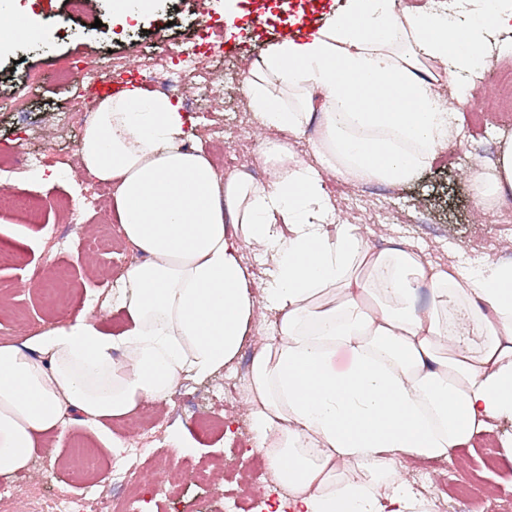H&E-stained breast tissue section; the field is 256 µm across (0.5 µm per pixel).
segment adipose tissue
I'll use <instances>...</instances> for the list:
<instances>
[{
  "label": "adipose tissue",
  "instance_id": "ef3b65f1",
  "mask_svg": "<svg viewBox=\"0 0 512 512\" xmlns=\"http://www.w3.org/2000/svg\"><path fill=\"white\" fill-rule=\"evenodd\" d=\"M457 3L451 15L346 0L316 32L251 63L248 107L281 135L261 151L263 181L219 177L203 144L185 148L193 121L168 97L132 85L100 100L79 154L113 185L120 231L143 260L104 303L124 316L119 335L84 313L0 343L1 479L72 408L118 447L113 421L165 400L182 375L232 362L258 306L272 321L247 388L253 431L294 512H408L407 495L384 502L372 490L396 457L448 458L512 419V262L467 268L422 248H373L292 149L317 108L316 163L346 182L400 185L436 161L462 115L432 92L425 60L464 103L488 50L512 56V41L491 43L512 24V0Z\"/></svg>",
  "mask_w": 512,
  "mask_h": 512
}]
</instances>
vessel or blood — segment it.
<instances>
[{"mask_svg": "<svg viewBox=\"0 0 512 512\" xmlns=\"http://www.w3.org/2000/svg\"><path fill=\"white\" fill-rule=\"evenodd\" d=\"M337 2L338 0H279L277 7L281 20L273 24L266 16L264 0H258L250 13L251 26L257 30L274 26L280 38L289 39L301 32H313L322 27Z\"/></svg>", "mask_w": 512, "mask_h": 512, "instance_id": "obj_1", "label": "vessel or blood"}]
</instances>
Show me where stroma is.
<instances>
[{"instance_id": "obj_1", "label": "stroma", "mask_w": 512, "mask_h": 512, "mask_svg": "<svg viewBox=\"0 0 512 512\" xmlns=\"http://www.w3.org/2000/svg\"><path fill=\"white\" fill-rule=\"evenodd\" d=\"M91 10L109 22L111 33L86 31L81 21L74 20L68 24V37L60 40L49 34L0 38L1 92H9L20 72L39 71L45 77L28 111H0V148L29 147L41 129L51 124L53 109L74 104L81 91L78 79L65 85L56 78L70 63L97 59L111 50L148 59L157 52L160 31H167L172 38L182 36L192 30L199 16L213 12L222 15L229 11L238 19L237 24L221 29L225 46L241 47L238 54L224 59V70L231 78L224 86L221 117L227 123L234 120L237 78L246 75L248 63L265 52L264 47L247 44L251 32L245 22L244 0H195L190 7L184 0H154L149 11L131 22L113 17L112 0H92ZM509 72L512 57L490 59L483 72L476 74V94L461 108L458 137L414 180L397 187L326 182L341 220L358 226L367 243L377 249L395 243L421 247L429 239L440 242L434 255L444 260L459 256L462 247L477 237L512 236V197L482 204L475 178L478 171L496 161L504 139L512 134V84L499 80ZM86 177L81 168L52 179L31 170L12 181L14 200L0 206V252L7 257L0 264V340L15 341L33 330L74 318L123 264L122 255L85 251L83 244L91 238V231L62 223L58 209L46 210L41 223L32 224L18 207L22 201L64 200L71 185ZM50 226L69 241L68 252L49 246L46 229ZM223 380L220 371L203 379L190 378L187 389L168 400L169 419L162 427L161 451L171 454L175 463L192 467L222 454L230 459L244 457L238 435L207 434L194 421L199 411L213 408L209 392ZM175 432L194 441L190 453L174 448L171 435ZM81 451L105 460L112 457L111 449L99 442L82 415L73 412L65 432L46 435L35 454L47 474L48 491L77 492L79 485L72 482L66 465Z\"/></svg>"}]
</instances>
